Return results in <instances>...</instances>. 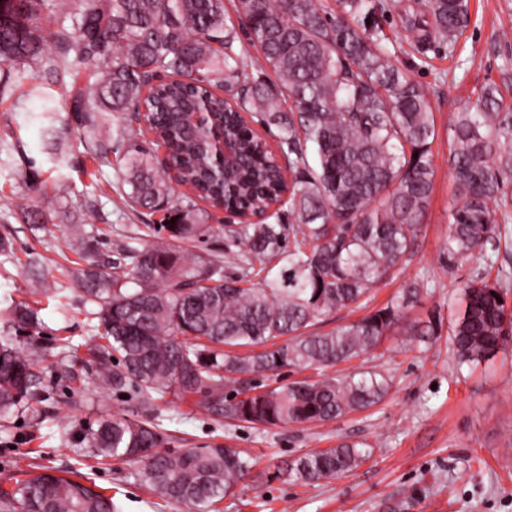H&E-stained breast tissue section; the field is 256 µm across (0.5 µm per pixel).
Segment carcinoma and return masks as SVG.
Masks as SVG:
<instances>
[{
  "label": "carcinoma",
  "instance_id": "obj_1",
  "mask_svg": "<svg viewBox=\"0 0 512 512\" xmlns=\"http://www.w3.org/2000/svg\"><path fill=\"white\" fill-rule=\"evenodd\" d=\"M78 20L52 35L44 27L61 0H15L0 9V74L24 78L44 64L69 77L66 91L86 138L112 118L110 147L95 149L98 166L115 170L116 192L133 212L163 204L177 223L138 238L118 257L100 261L98 240L75 229L72 272L85 302L96 307L95 334L85 343L101 387L130 393L145 414L100 416L84 430L86 454L133 461L136 480L157 498L218 512L249 476L250 458L228 446L156 452L158 402L171 395L228 421L254 426L327 423L379 403L389 382L376 371L344 378L326 373L359 359L389 335L433 344L443 331L433 314L421 325L408 311L428 294L413 280L385 306L328 332L321 318L361 304L393 277L423 226L433 190L437 136L428 91L394 65L379 17L396 0H336L330 17L319 0H76ZM404 29L422 56L437 42L453 54L469 26V0H409L399 5ZM257 47L239 48V30ZM271 70L282 91L241 82L247 71ZM157 73L171 76L153 90ZM222 87L231 98L215 94ZM206 103L247 164L223 180L199 137L186 130L189 110ZM143 114L168 150L126 134ZM276 127L277 145L259 132ZM448 165L455 185L443 254L455 264L485 263L512 241V113L501 88L483 85L473 106L453 114ZM193 193L175 195L169 166ZM290 179H285V176ZM205 202L252 214L288 206L295 223L262 218L232 230L237 272L224 261L187 250L211 236ZM29 262L33 292L60 297L64 288ZM462 305L448 327V349L461 365L492 360L512 335L508 284L498 278L462 284ZM13 326L32 327L27 306L5 309ZM36 361L0 336V427L27 414L41 424L51 389ZM322 371L316 380L265 387L256 379L284 368ZM56 382L75 380L66 358L51 363ZM233 384L234 393L225 392ZM364 443L311 450L270 471L311 484L357 469L370 458ZM11 461L14 485L0 490V512H116L112 497L52 472Z\"/></svg>",
  "mask_w": 512,
  "mask_h": 512
}]
</instances>
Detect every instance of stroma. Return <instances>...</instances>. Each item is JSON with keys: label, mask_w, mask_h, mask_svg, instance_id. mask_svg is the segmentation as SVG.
I'll list each match as a JSON object with an SVG mask.
<instances>
[{"label": "stroma", "mask_w": 512, "mask_h": 512, "mask_svg": "<svg viewBox=\"0 0 512 512\" xmlns=\"http://www.w3.org/2000/svg\"><path fill=\"white\" fill-rule=\"evenodd\" d=\"M470 12V25L455 51L443 48L425 57L412 50L397 13L386 14L382 22L393 63L429 90L438 136L432 144L433 194L414 252L396 279L373 291L366 307L386 304L404 281L426 273L436 289L409 315L424 321L437 311L447 325L461 307L460 280L496 269L512 281V248L500 252L492 267L478 260L450 268L442 256L455 193L448 166L450 118L473 103L476 88L485 83L498 84L512 105V39L502 37L512 32V0H471ZM48 102L53 112H45ZM0 143L9 146L0 154V236L13 243L11 259L0 257V333L14 336L24 353H36L41 371L53 361L61 340L69 339L78 376L55 386L43 424L26 418L0 432L1 489L13 483L8 461L14 457H27L57 474L78 468L79 446L59 441L56 422L77 431L105 412L137 408L134 399L92 383L95 367L83 348L94 333L91 304L72 289L61 301L31 296L29 258L41 256L47 279L63 282L74 257L73 228L96 230L99 253L106 256L141 236L156 216L131 213L120 198L101 193L115 172L97 168L69 96L41 67L28 68L20 80L0 77ZM13 302L34 307V330L9 327L3 308ZM366 370L390 375L388 396L371 409L324 424H220L205 409L177 400L160 404L159 448L220 443L251 457V476L238 482L221 512H512V362L499 355L477 368H461L447 339L422 352L404 337L389 336L371 353L333 372L344 376ZM342 442L367 443L373 454L354 472L311 485L261 480L274 466ZM134 469L133 463L111 459L86 475L106 488L119 512H190L154 498L135 481Z\"/></svg>", "instance_id": "stroma-1"}]
</instances>
